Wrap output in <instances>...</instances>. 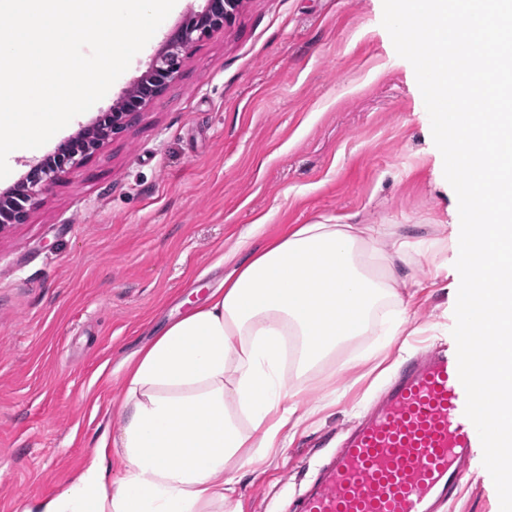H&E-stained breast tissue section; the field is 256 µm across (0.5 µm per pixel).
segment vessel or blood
Returning <instances> with one entry per match:
<instances>
[{
	"label": "vessel or blood",
	"instance_id": "obj_1",
	"mask_svg": "<svg viewBox=\"0 0 512 512\" xmlns=\"http://www.w3.org/2000/svg\"><path fill=\"white\" fill-rule=\"evenodd\" d=\"M465 371L444 345L406 361L290 512H436L454 499L489 438Z\"/></svg>",
	"mask_w": 512,
	"mask_h": 512
}]
</instances>
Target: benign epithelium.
<instances>
[{
  "instance_id": "obj_1",
  "label": "benign epithelium",
  "mask_w": 512,
  "mask_h": 512,
  "mask_svg": "<svg viewBox=\"0 0 512 512\" xmlns=\"http://www.w3.org/2000/svg\"><path fill=\"white\" fill-rule=\"evenodd\" d=\"M240 3L241 0H206L203 9L191 12L164 38L145 70L111 107L76 134L62 140L52 153L29 164L21 179L0 193V233L24 223L30 211L63 176L110 139L123 133L143 108L157 99L175 79L193 44L231 23Z\"/></svg>"
}]
</instances>
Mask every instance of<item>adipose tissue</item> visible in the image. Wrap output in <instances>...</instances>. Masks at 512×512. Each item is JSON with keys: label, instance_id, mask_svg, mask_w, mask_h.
<instances>
[{"label": "adipose tissue", "instance_id": "adipose-tissue-1", "mask_svg": "<svg viewBox=\"0 0 512 512\" xmlns=\"http://www.w3.org/2000/svg\"><path fill=\"white\" fill-rule=\"evenodd\" d=\"M397 18L391 38L425 35L443 62L434 91L455 114L439 155L466 173L462 220L443 242L383 224L315 223L254 250L239 243L223 287L128 364L111 445L121 476L99 447L45 512H223L255 457L284 447L308 417L286 370L304 375L370 331L396 344L416 294L397 263L445 250L436 269L450 278L466 378L498 449L490 467L512 503V0H400ZM474 41L484 65L460 75ZM478 100L494 112H470Z\"/></svg>", "mask_w": 512, "mask_h": 512}]
</instances>
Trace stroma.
<instances>
[{"label":"stroma","mask_w":512,"mask_h":512,"mask_svg":"<svg viewBox=\"0 0 512 512\" xmlns=\"http://www.w3.org/2000/svg\"><path fill=\"white\" fill-rule=\"evenodd\" d=\"M203 0H176L103 99L59 131L92 122L140 75L163 36ZM396 0H243L197 41L178 77L123 134L70 170L24 223L0 233V512H44L119 424L124 364L188 303L219 287L251 225L391 224L433 236L457 216L466 175L437 162L443 133L431 77L386 30ZM433 258L398 266L420 282L409 355L458 342ZM309 373L312 414L259 458L224 512H288L386 375L345 361ZM451 512H512L481 449Z\"/></svg>","instance_id":"1"}]
</instances>
